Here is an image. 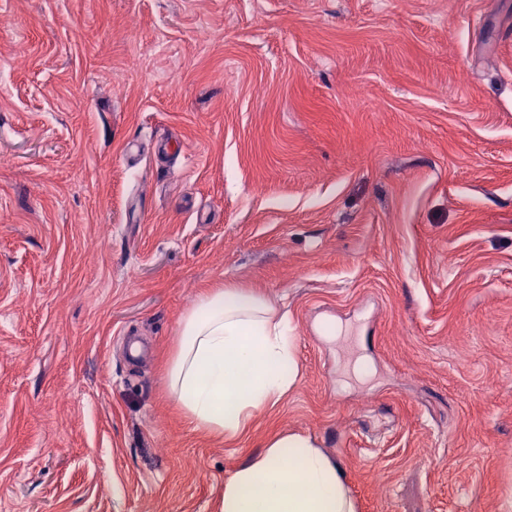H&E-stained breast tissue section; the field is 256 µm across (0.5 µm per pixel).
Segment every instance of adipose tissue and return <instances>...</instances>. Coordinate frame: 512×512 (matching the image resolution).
<instances>
[{"instance_id":"adipose-tissue-1","label":"adipose tissue","mask_w":512,"mask_h":512,"mask_svg":"<svg viewBox=\"0 0 512 512\" xmlns=\"http://www.w3.org/2000/svg\"><path fill=\"white\" fill-rule=\"evenodd\" d=\"M294 328L263 298L222 285L181 323L170 389L188 422L229 438L297 383ZM222 512H357L335 462L309 438L285 435L224 483Z\"/></svg>"}]
</instances>
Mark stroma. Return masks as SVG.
I'll return each mask as SVG.
<instances>
[{
	"label": "stroma",
	"mask_w": 512,
	"mask_h": 512,
	"mask_svg": "<svg viewBox=\"0 0 512 512\" xmlns=\"http://www.w3.org/2000/svg\"><path fill=\"white\" fill-rule=\"evenodd\" d=\"M220 281L300 368L233 441L168 385ZM279 433L359 512L512 498V0H0V512H220Z\"/></svg>",
	"instance_id": "obj_1"
}]
</instances>
